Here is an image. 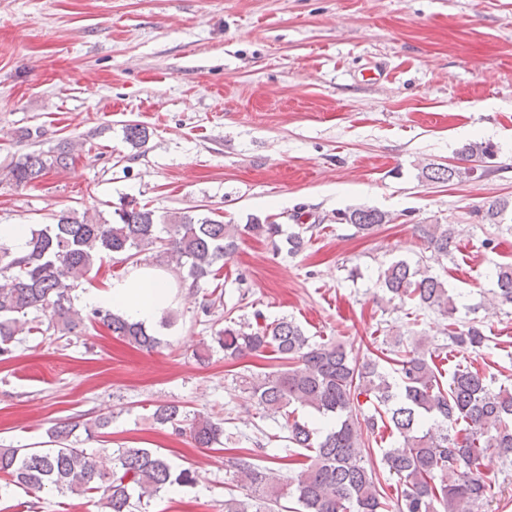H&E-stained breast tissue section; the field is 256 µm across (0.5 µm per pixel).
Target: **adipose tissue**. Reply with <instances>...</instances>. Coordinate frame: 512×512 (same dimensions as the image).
<instances>
[{
  "label": "adipose tissue",
  "mask_w": 512,
  "mask_h": 512,
  "mask_svg": "<svg viewBox=\"0 0 512 512\" xmlns=\"http://www.w3.org/2000/svg\"><path fill=\"white\" fill-rule=\"evenodd\" d=\"M175 283L163 268L138 264L128 274L113 281L108 291L78 287L77 302L81 307L104 306L111 308L129 321L151 328L157 325L163 312L174 301Z\"/></svg>",
  "instance_id": "ef3b65f1"
}]
</instances>
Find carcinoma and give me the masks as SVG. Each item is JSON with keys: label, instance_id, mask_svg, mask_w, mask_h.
I'll use <instances>...</instances> for the list:
<instances>
[{"label": "carcinoma", "instance_id": "obj_1", "mask_svg": "<svg viewBox=\"0 0 512 512\" xmlns=\"http://www.w3.org/2000/svg\"><path fill=\"white\" fill-rule=\"evenodd\" d=\"M459 165L429 167L423 176L436 182H464L471 178L467 163L493 155L486 142L466 143L458 152ZM72 159V146L30 153L9 167L6 178L28 186ZM512 214V201L498 200L482 212V220L501 224ZM118 220L102 221L85 211L77 217L61 213L53 224H34L22 253L0 242V356L12 352L17 337L46 331L78 336L86 322L98 323L128 344L151 351L159 339L139 323L129 322L108 308L85 310L73 292L88 280L95 267L119 257L137 258L151 250L162 264L187 270L191 286L213 274V267L232 257L245 235L275 238L282 226L259 221L226 224L210 217L158 214L133 200L115 209ZM334 220L369 231L393 221L387 212L355 208L338 212ZM420 238L439 257L458 247L452 225L421 224ZM494 297L512 304V262L494 269ZM378 281L389 300L409 301L418 310L448 316V336L454 345L478 352L485 345L481 328L471 323L458 328L457 300L447 283L429 266L399 260L380 271ZM48 318L46 329L32 325L30 315ZM218 348L224 358L237 360L266 351L279 365L243 376L244 393L256 408L281 418L288 446L278 457L279 468L236 463L245 497L231 496L220 512H277L281 501L295 504L292 512H474L487 496L489 485L480 470L485 455L512 467V390H494L476 368L455 364L447 383L434 362V350L425 339L412 346L380 349L363 363L349 360L333 341H311L295 321L281 318L264 325L232 321L196 352L204 363ZM394 365L387 371L381 363ZM365 397L360 401L359 397ZM311 413L300 420L295 411ZM154 422L189 433L198 448L223 444L224 427L209 416L191 414L175 403L156 406ZM110 418L98 416L64 420L48 431L49 448L0 447V499L22 487L29 494L45 490L82 497L98 493L101 512H146L151 499L175 484L194 481L187 467L174 472L165 455L148 448H119L114 452L88 451L78 431L90 440L102 433ZM392 438L381 449L382 467L374 465L360 427ZM396 477L395 499L386 501L380 469Z\"/></svg>", "mask_w": 512, "mask_h": 512}]
</instances>
